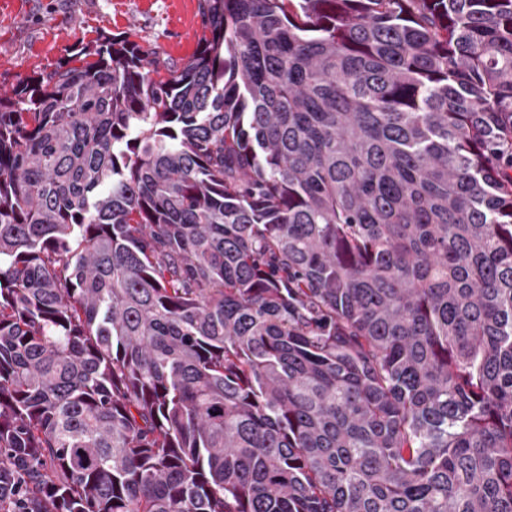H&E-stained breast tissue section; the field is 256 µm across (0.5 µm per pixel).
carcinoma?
I'll return each mask as SVG.
<instances>
[{"label": "carcinoma", "instance_id": "1", "mask_svg": "<svg viewBox=\"0 0 512 512\" xmlns=\"http://www.w3.org/2000/svg\"><path fill=\"white\" fill-rule=\"evenodd\" d=\"M0 93V512H512V0H198Z\"/></svg>", "mask_w": 512, "mask_h": 512}]
</instances>
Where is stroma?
<instances>
[{"mask_svg":"<svg viewBox=\"0 0 512 512\" xmlns=\"http://www.w3.org/2000/svg\"><path fill=\"white\" fill-rule=\"evenodd\" d=\"M197 0H0V89L52 70L68 47L105 31L182 61L197 46Z\"/></svg>","mask_w":512,"mask_h":512,"instance_id":"obj_1","label":"stroma"}]
</instances>
